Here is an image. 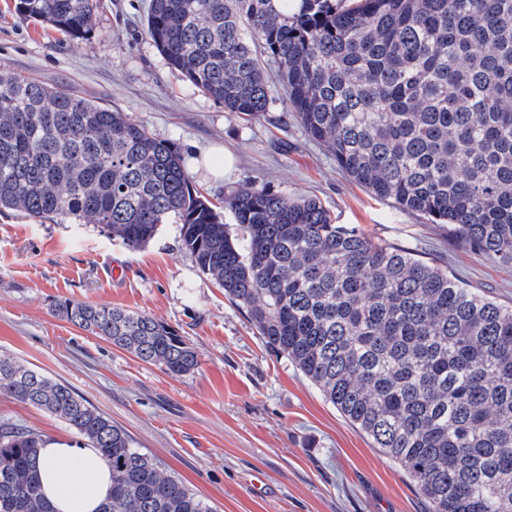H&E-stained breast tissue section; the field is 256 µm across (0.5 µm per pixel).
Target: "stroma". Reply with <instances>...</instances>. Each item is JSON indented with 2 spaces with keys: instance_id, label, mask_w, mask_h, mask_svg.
I'll return each mask as SVG.
<instances>
[{
  "instance_id": "stroma-1",
  "label": "stroma",
  "mask_w": 512,
  "mask_h": 512,
  "mask_svg": "<svg viewBox=\"0 0 512 512\" xmlns=\"http://www.w3.org/2000/svg\"><path fill=\"white\" fill-rule=\"evenodd\" d=\"M147 7L148 0H97L92 32L73 40L0 0V70L78 88L173 140L191 184L214 204L264 179L279 192L316 197L335 223L374 243L440 261L470 287L512 304V268L464 252L444 225L350 182L283 105L247 121L171 70L146 33ZM206 146L236 158L223 182L195 169L192 159ZM64 298L168 324L194 349L196 369L168 373L55 317L53 305ZM1 356L71 387L214 512H432L397 463L266 348L246 310L197 268L177 225H162L133 250L97 224L1 211ZM3 422L79 439L48 412L0 394Z\"/></svg>"
}]
</instances>
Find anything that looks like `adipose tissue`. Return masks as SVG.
Here are the masks:
<instances>
[{"mask_svg":"<svg viewBox=\"0 0 512 512\" xmlns=\"http://www.w3.org/2000/svg\"><path fill=\"white\" fill-rule=\"evenodd\" d=\"M36 470L42 494L54 512H97L112 492L109 466L88 445L44 440Z\"/></svg>","mask_w":512,"mask_h":512,"instance_id":"obj_1","label":"adipose tissue"}]
</instances>
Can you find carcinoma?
I'll use <instances>...</instances> for the list:
<instances>
[{
	"label": "carcinoma",
	"mask_w": 512,
	"mask_h": 512,
	"mask_svg": "<svg viewBox=\"0 0 512 512\" xmlns=\"http://www.w3.org/2000/svg\"><path fill=\"white\" fill-rule=\"evenodd\" d=\"M149 0L171 68L250 119L277 104L374 196L446 224L512 267V0ZM74 38L95 0H14ZM195 191L175 143L116 107L0 71V209L102 224L138 249L180 226L197 267L265 345L408 473L434 512H512V305L448 268L335 224L319 201L253 179ZM54 314L159 364L197 366L167 324L59 300ZM42 408L112 469L100 512H212L69 386L0 357V394ZM41 435L0 424V512H50Z\"/></svg>",
	"instance_id": "1"
}]
</instances>
